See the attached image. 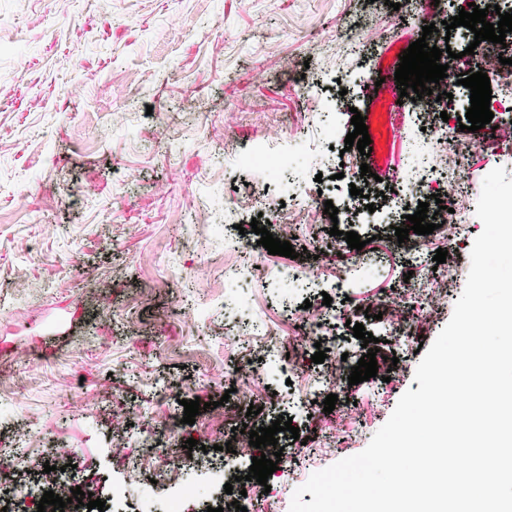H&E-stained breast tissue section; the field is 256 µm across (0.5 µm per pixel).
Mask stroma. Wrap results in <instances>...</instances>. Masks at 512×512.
<instances>
[{
    "label": "stroma",
    "mask_w": 512,
    "mask_h": 512,
    "mask_svg": "<svg viewBox=\"0 0 512 512\" xmlns=\"http://www.w3.org/2000/svg\"><path fill=\"white\" fill-rule=\"evenodd\" d=\"M371 17L375 36L363 56H348L336 24ZM421 27L385 0H0V448L20 447L15 490L29 487L53 449L89 471L101 499L124 479L111 447L120 434L138 445L139 411L154 383H175L185 400L207 402L194 424L170 441L193 458L248 473L252 454L210 448L212 432H230L222 396L257 407L238 415L255 428L284 416L299 438L284 437L287 475L273 473L280 512L309 476L366 448L414 380L419 345H431L451 318L470 268V244L482 223L460 238L426 235L420 257L398 244L395 226L362 224L361 164L384 191L402 184L413 127L389 85ZM343 90H335L339 70ZM312 71L329 92L301 88ZM365 116L370 156L346 149L353 112ZM324 112L336 118L341 163L306 158V188L322 187L338 209V228L367 242L366 260L352 278L286 294L272 266L319 271L332 241L318 223L298 232L299 256L268 254L251 232L250 217L227 231L207 226L209 215L266 193L269 231L279 234L286 189L236 169L242 149L287 145L315 132ZM448 252L451 285L429 318L412 323L410 346L397 349L390 333L364 310L391 289H404L415 263L433 268ZM242 268L241 281L225 278ZM247 284L248 313L273 335L291 337L294 309L331 297L336 319L324 338L330 355L356 366L363 354L353 324L380 340L378 374L333 388L336 417L347 425L344 445L321 448L316 427L323 403H298L295 390L315 375L314 344L298 347L296 377L273 372L257 353L226 343L239 284ZM186 297L203 317L178 318ZM390 382H383V375ZM314 449L304 452L301 438Z\"/></svg>",
    "instance_id": "1"
}]
</instances>
